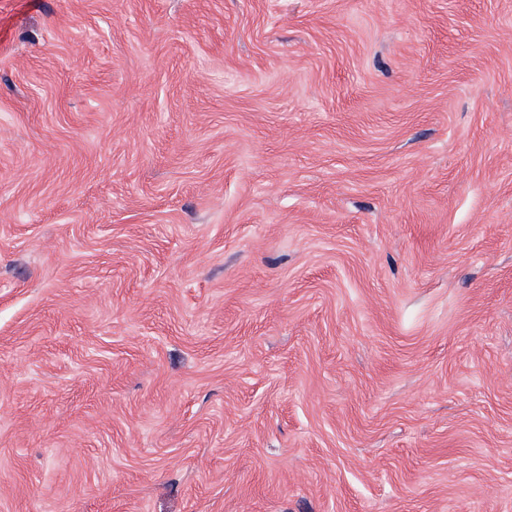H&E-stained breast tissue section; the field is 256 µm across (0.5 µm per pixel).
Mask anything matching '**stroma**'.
<instances>
[{
    "mask_svg": "<svg viewBox=\"0 0 512 512\" xmlns=\"http://www.w3.org/2000/svg\"><path fill=\"white\" fill-rule=\"evenodd\" d=\"M0 512H512V0H0Z\"/></svg>",
    "mask_w": 512,
    "mask_h": 512,
    "instance_id": "stroma-1",
    "label": "stroma"
}]
</instances>
